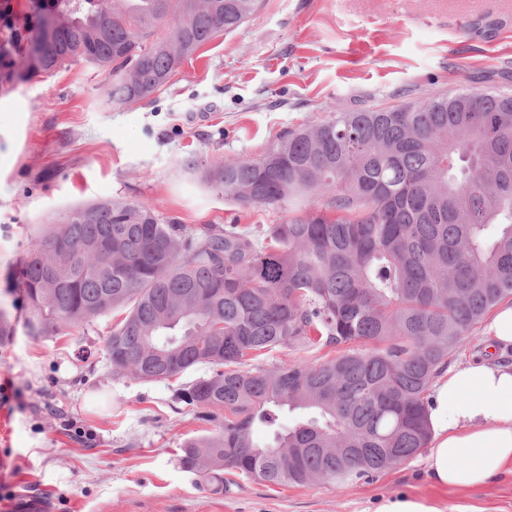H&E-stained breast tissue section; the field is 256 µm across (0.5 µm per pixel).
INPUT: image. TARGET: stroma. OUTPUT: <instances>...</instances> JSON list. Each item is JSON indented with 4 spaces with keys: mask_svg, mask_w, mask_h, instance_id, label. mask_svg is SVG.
Returning <instances> with one entry per match:
<instances>
[{
    "mask_svg": "<svg viewBox=\"0 0 512 512\" xmlns=\"http://www.w3.org/2000/svg\"><path fill=\"white\" fill-rule=\"evenodd\" d=\"M0 88V512H376L388 498L512 512V466L477 489L442 488L426 453L368 479L264 484L228 471L223 490L180 448L210 426L168 381L114 373L103 346L117 312L35 337L21 268L31 239L67 207L140 201L192 227L281 223L206 188L202 166L260 158L288 130L336 112L390 107L460 87L512 94V0H261L133 106L79 62L23 67Z\"/></svg>",
    "mask_w": 512,
    "mask_h": 512,
    "instance_id": "35a3bbf8",
    "label": "stroma"
}]
</instances>
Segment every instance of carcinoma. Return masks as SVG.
<instances>
[{"instance_id": "cac0c4a2", "label": "carcinoma", "mask_w": 512, "mask_h": 512, "mask_svg": "<svg viewBox=\"0 0 512 512\" xmlns=\"http://www.w3.org/2000/svg\"><path fill=\"white\" fill-rule=\"evenodd\" d=\"M57 2L32 41L42 46L37 69L84 62L112 77L117 105L150 98L259 8ZM187 168L245 210L288 215L267 229L220 230L164 224L137 201L70 207L33 239L22 270L30 333L118 310L104 346L113 370L165 381L210 366L177 390L218 423L181 446L190 470L347 483L428 447L432 384L462 339L512 303V95L464 89L336 112L287 132L259 159ZM309 196L318 210L295 215ZM322 345L342 353L263 362ZM287 410L304 418L287 426Z\"/></svg>"}]
</instances>
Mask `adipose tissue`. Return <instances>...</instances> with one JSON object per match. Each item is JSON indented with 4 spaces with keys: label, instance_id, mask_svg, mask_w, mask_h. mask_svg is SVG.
I'll use <instances>...</instances> for the list:
<instances>
[{
    "label": "adipose tissue",
    "instance_id": "obj_1",
    "mask_svg": "<svg viewBox=\"0 0 512 512\" xmlns=\"http://www.w3.org/2000/svg\"><path fill=\"white\" fill-rule=\"evenodd\" d=\"M427 457L441 485L476 489L512 464V363L451 367L433 386Z\"/></svg>",
    "mask_w": 512,
    "mask_h": 512
}]
</instances>
